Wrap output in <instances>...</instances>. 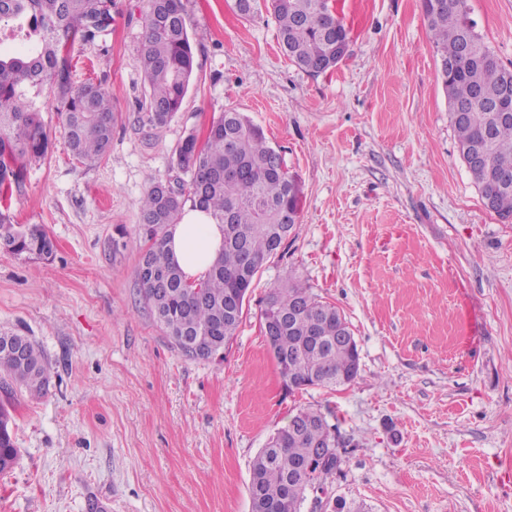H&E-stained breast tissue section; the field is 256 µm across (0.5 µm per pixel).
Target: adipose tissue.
Here are the masks:
<instances>
[{"mask_svg":"<svg viewBox=\"0 0 512 512\" xmlns=\"http://www.w3.org/2000/svg\"><path fill=\"white\" fill-rule=\"evenodd\" d=\"M224 241V227L204 212L185 208L180 223L168 230L167 246L187 280L197 281L208 272Z\"/></svg>","mask_w":512,"mask_h":512,"instance_id":"adipose-tissue-1","label":"adipose tissue"}]
</instances>
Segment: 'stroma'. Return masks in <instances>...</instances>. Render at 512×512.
<instances>
[{"instance_id": "1", "label": "stroma", "mask_w": 512, "mask_h": 512, "mask_svg": "<svg viewBox=\"0 0 512 512\" xmlns=\"http://www.w3.org/2000/svg\"><path fill=\"white\" fill-rule=\"evenodd\" d=\"M197 69L164 127L134 122L144 93L146 0H112L103 39L76 44L73 80L102 83L122 114L99 162L70 154L55 103L51 154L14 195L51 259L0 251V333L35 340L45 396L12 401L19 460L0 512H251L254 458L292 410L336 424L332 496L368 512H512V223L484 205L458 150L421 0H333L352 42L312 75L283 55L269 13L183 0ZM512 67V0H468ZM232 108L261 126L301 184L282 257L257 274L223 357L191 360L156 322L136 269L138 202L176 182V149ZM345 315L360 375L289 393L262 332L287 276Z\"/></svg>"}]
</instances>
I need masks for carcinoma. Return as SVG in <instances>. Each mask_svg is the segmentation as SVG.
<instances>
[{"label": "carcinoma", "instance_id": "carcinoma-1", "mask_svg": "<svg viewBox=\"0 0 512 512\" xmlns=\"http://www.w3.org/2000/svg\"><path fill=\"white\" fill-rule=\"evenodd\" d=\"M112 0H0V40L15 37L24 53L0 55V248L16 255L50 258L56 245L38 224H14L9 208L13 191L21 190L27 164L45 158L51 138L40 118L43 97L56 103L68 148L82 163L106 156L121 112L99 83L81 85L72 79L71 47L93 42L112 26ZM265 4L277 23L278 40L288 59L305 71L325 73L347 54L349 32L327 9L326 0H234L244 18L259 14ZM441 80L448 97L449 118L460 155L481 149L486 162L469 170L485 207L501 220H512V187L500 177L512 176V123L497 124L485 104L496 101L505 67L475 27H466L467 0H422ZM140 50L144 97L137 121L151 129L167 125L181 109L195 70L193 40L182 0H148L142 15ZM276 149L263 129L243 114L226 110L210 124L204 143L188 134L179 145L176 164L184 175L181 190L167 198L152 185L140 201L139 235L146 242L137 278L153 315L183 355L195 359L192 344L208 343L216 355L235 335L246 296L258 272L275 258L282 217L299 214L300 188L283 169L271 170ZM200 208L217 223L232 213L221 252L204 279L188 281L166 248L167 229L179 223L185 206ZM279 320L269 343L288 390L338 388L360 373L357 343L337 340L349 327L333 304L289 277L271 288L261 310L262 325ZM321 339L317 347L305 337ZM51 363L32 337L21 332L0 334V391L6 398L24 391H47ZM293 429L274 433L252 464L249 496L252 512H302L314 498L319 512L326 479L340 469L335 453L324 463L305 465L314 442L336 433L318 409L302 407L292 414ZM18 449L8 406L0 404V473L14 468Z\"/></svg>", "mask_w": 512, "mask_h": 512}]
</instances>
